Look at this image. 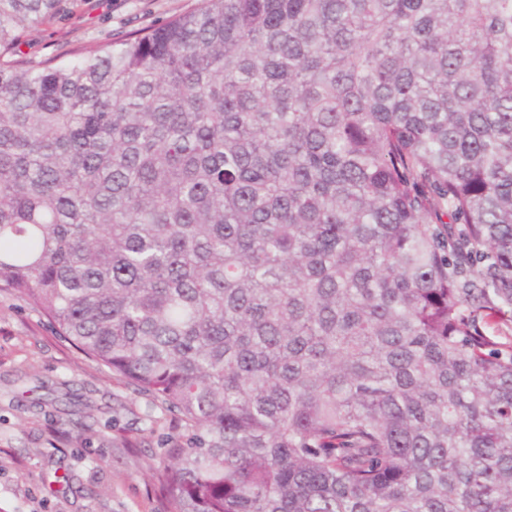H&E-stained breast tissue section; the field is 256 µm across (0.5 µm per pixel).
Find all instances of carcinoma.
<instances>
[{"instance_id": "1", "label": "carcinoma", "mask_w": 512, "mask_h": 512, "mask_svg": "<svg viewBox=\"0 0 512 512\" xmlns=\"http://www.w3.org/2000/svg\"><path fill=\"white\" fill-rule=\"evenodd\" d=\"M0 0V290L162 408L169 512H512V0H202L68 61Z\"/></svg>"}]
</instances>
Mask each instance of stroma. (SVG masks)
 I'll return each instance as SVG.
<instances>
[{"mask_svg": "<svg viewBox=\"0 0 512 512\" xmlns=\"http://www.w3.org/2000/svg\"><path fill=\"white\" fill-rule=\"evenodd\" d=\"M202 0H63L26 32L34 59L155 28ZM184 430L0 290V512H167L152 466Z\"/></svg>", "mask_w": 512, "mask_h": 512, "instance_id": "35a3bbf8", "label": "stroma"}]
</instances>
